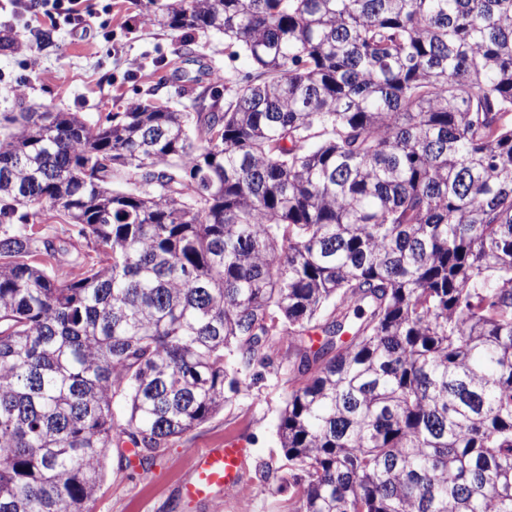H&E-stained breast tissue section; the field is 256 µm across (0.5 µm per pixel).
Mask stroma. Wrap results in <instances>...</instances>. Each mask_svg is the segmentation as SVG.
Returning a JSON list of instances; mask_svg holds the SVG:
<instances>
[{
    "label": "stroma",
    "instance_id": "35a3bbf8",
    "mask_svg": "<svg viewBox=\"0 0 512 512\" xmlns=\"http://www.w3.org/2000/svg\"><path fill=\"white\" fill-rule=\"evenodd\" d=\"M92 11L87 33L53 29L50 46H31L39 24L24 30L17 51H0V76L18 86V93L0 95V113L18 109L26 98L54 111L80 112L94 119L106 112H121L156 89L160 100L180 106L182 99L172 82L161 81L153 62L176 60L180 35L148 24L135 0H88ZM109 24L111 40L99 35ZM196 49L222 78L237 80L249 71L245 58L229 59L224 36L198 35ZM37 66H30V59ZM44 237L67 241L70 254L93 261V244L74 235L55 211L44 210L34 226ZM244 387L223 410L191 431L172 439L152 466L140 463L137 448L121 441L108 453L106 475L92 504V512H288L287 489L282 486L285 457L277 436L281 411L291 383L279 364L260 373L245 372ZM243 438L250 450L244 478L249 485L243 500L233 498L207 505L183 496L181 488L192 473V448H220L226 439Z\"/></svg>",
    "mask_w": 512,
    "mask_h": 512
}]
</instances>
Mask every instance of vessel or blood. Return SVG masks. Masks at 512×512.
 <instances>
[{
  "instance_id": "1",
  "label": "vessel or blood",
  "mask_w": 512,
  "mask_h": 512,
  "mask_svg": "<svg viewBox=\"0 0 512 512\" xmlns=\"http://www.w3.org/2000/svg\"><path fill=\"white\" fill-rule=\"evenodd\" d=\"M192 476L183 487L185 496L214 503L218 494L241 497L246 493L242 470L249 455L239 441L225 442L220 448L191 449Z\"/></svg>"
}]
</instances>
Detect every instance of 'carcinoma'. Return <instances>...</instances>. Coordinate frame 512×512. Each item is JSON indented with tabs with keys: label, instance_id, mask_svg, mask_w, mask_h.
Masks as SVG:
<instances>
[{
	"label": "carcinoma",
	"instance_id": "cac0c4a2",
	"mask_svg": "<svg viewBox=\"0 0 512 512\" xmlns=\"http://www.w3.org/2000/svg\"><path fill=\"white\" fill-rule=\"evenodd\" d=\"M139 3L251 70L0 113V512H91L284 343L290 512H512V0ZM63 221L57 216V213L53 210L44 209L41 216L37 218V223L34 225V231L38 235L44 237H53L65 239L68 243L69 254L60 257L62 266L60 271L67 274L70 271L72 277L77 276L81 271L79 268H71L65 263L72 256L80 253L85 257L86 261H96L97 254L94 251V245L84 238H78L71 231V226L63 224Z\"/></svg>",
	"mask_w": 512,
	"mask_h": 512
}]
</instances>
